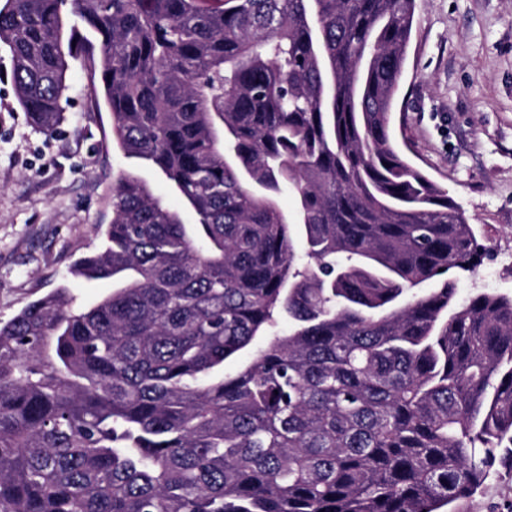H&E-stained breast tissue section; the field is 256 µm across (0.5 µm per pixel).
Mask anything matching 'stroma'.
I'll return each mask as SVG.
<instances>
[{
    "mask_svg": "<svg viewBox=\"0 0 512 512\" xmlns=\"http://www.w3.org/2000/svg\"><path fill=\"white\" fill-rule=\"evenodd\" d=\"M12 60L0 49V321L60 285L75 304L107 295L70 270L101 247L112 222V173L133 171L156 195L194 216L153 170L112 142L100 71L72 61L65 120L52 136L18 105ZM397 147L448 190L492 248L484 272L512 296V0H416L404 73L392 113ZM452 512H512V472L500 470Z\"/></svg>",
    "mask_w": 512,
    "mask_h": 512,
    "instance_id": "obj_1",
    "label": "stroma"
}]
</instances>
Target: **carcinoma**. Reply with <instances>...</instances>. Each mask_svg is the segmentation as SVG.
I'll return each instance as SVG.
<instances>
[{"label": "carcinoma", "mask_w": 512, "mask_h": 512, "mask_svg": "<svg viewBox=\"0 0 512 512\" xmlns=\"http://www.w3.org/2000/svg\"><path fill=\"white\" fill-rule=\"evenodd\" d=\"M66 5L195 223L112 173L71 270L112 291L0 324V512H441L512 467V297L459 301L490 251L391 128L415 0H6L45 135L90 51Z\"/></svg>", "instance_id": "obj_1"}]
</instances>
